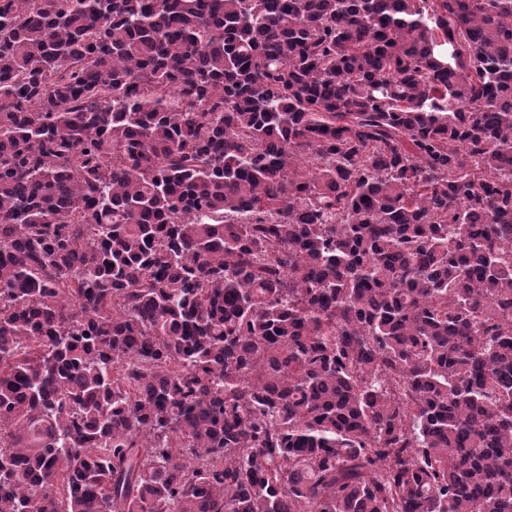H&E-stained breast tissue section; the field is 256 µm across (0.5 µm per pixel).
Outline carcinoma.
Wrapping results in <instances>:
<instances>
[{
  "label": "carcinoma",
  "instance_id": "1",
  "mask_svg": "<svg viewBox=\"0 0 512 512\" xmlns=\"http://www.w3.org/2000/svg\"><path fill=\"white\" fill-rule=\"evenodd\" d=\"M0 512H512V0H0Z\"/></svg>",
  "mask_w": 512,
  "mask_h": 512
}]
</instances>
